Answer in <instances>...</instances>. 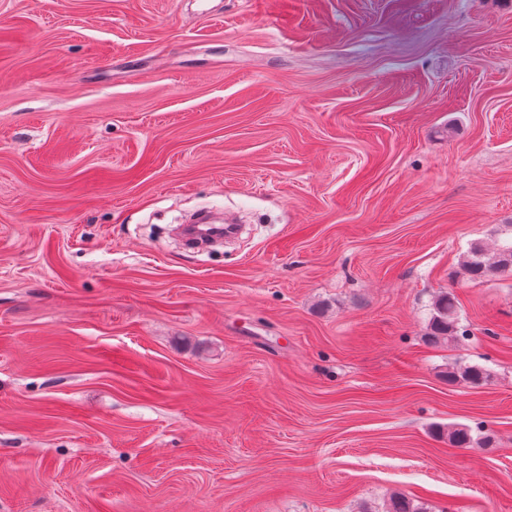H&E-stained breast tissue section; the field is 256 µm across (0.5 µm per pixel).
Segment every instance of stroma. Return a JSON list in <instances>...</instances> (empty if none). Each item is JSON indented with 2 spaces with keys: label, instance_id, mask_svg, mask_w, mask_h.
<instances>
[{
  "label": "stroma",
  "instance_id": "stroma-1",
  "mask_svg": "<svg viewBox=\"0 0 512 512\" xmlns=\"http://www.w3.org/2000/svg\"><path fill=\"white\" fill-rule=\"evenodd\" d=\"M502 224L512 0H0V512H512ZM510 237L489 251L481 241L471 244L463 260V271L469 278L482 279L496 273L512 272V224L503 225ZM431 311L428 322L429 339L432 342L456 339L460 330L456 296L451 292L438 295ZM445 377L449 384L479 386L486 381L488 374L479 365H468L459 361L448 366Z\"/></svg>",
  "mask_w": 512,
  "mask_h": 512
}]
</instances>
